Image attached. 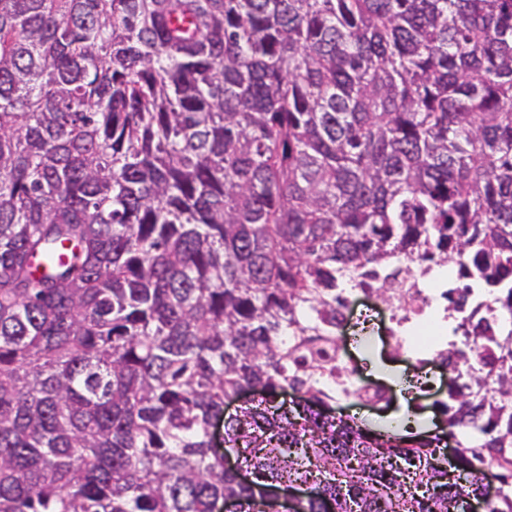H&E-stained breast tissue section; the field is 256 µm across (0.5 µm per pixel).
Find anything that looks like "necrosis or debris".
Wrapping results in <instances>:
<instances>
[{
    "mask_svg": "<svg viewBox=\"0 0 512 512\" xmlns=\"http://www.w3.org/2000/svg\"><path fill=\"white\" fill-rule=\"evenodd\" d=\"M452 285L446 270L412 268L405 281L403 299L389 303V324H382L365 310H358L360 301L369 294L360 286L348 288L346 301L336 321V355L339 367L335 376L325 383L326 391L346 398L348 392L360 391L369 405L386 404L394 394L384 384L364 376V368L350 354L358 337L382 336L391 347L411 348L418 352H440L448 334V306L444 295Z\"/></svg>",
    "mask_w": 512,
    "mask_h": 512,
    "instance_id": "obj_1",
    "label": "necrosis or debris"
}]
</instances>
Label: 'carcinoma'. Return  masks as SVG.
Returning a JSON list of instances; mask_svg holds the SVG:
<instances>
[{
  "label": "carcinoma",
  "instance_id": "obj_1",
  "mask_svg": "<svg viewBox=\"0 0 512 512\" xmlns=\"http://www.w3.org/2000/svg\"><path fill=\"white\" fill-rule=\"evenodd\" d=\"M401 256L512 307V0H0V512H512V333L455 328L453 464L330 416Z\"/></svg>",
  "mask_w": 512,
  "mask_h": 512
}]
</instances>
